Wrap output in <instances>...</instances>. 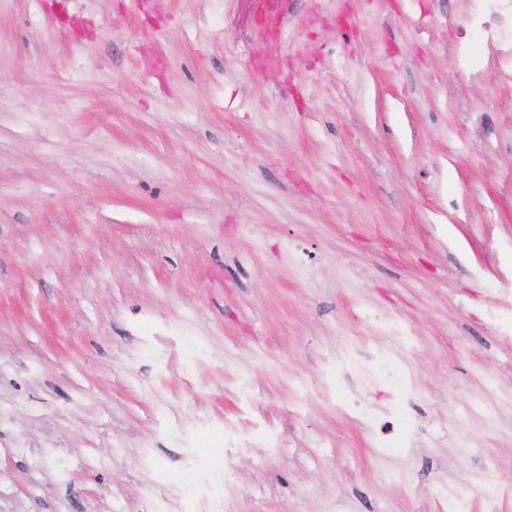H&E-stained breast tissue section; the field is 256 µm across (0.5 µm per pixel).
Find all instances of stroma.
I'll return each instance as SVG.
<instances>
[{
	"label": "stroma",
	"mask_w": 512,
	"mask_h": 512,
	"mask_svg": "<svg viewBox=\"0 0 512 512\" xmlns=\"http://www.w3.org/2000/svg\"><path fill=\"white\" fill-rule=\"evenodd\" d=\"M255 11L0 0V512H512V76L469 0ZM259 11L262 18L272 23L282 25L291 14L293 0H259Z\"/></svg>",
	"instance_id": "obj_1"
}]
</instances>
